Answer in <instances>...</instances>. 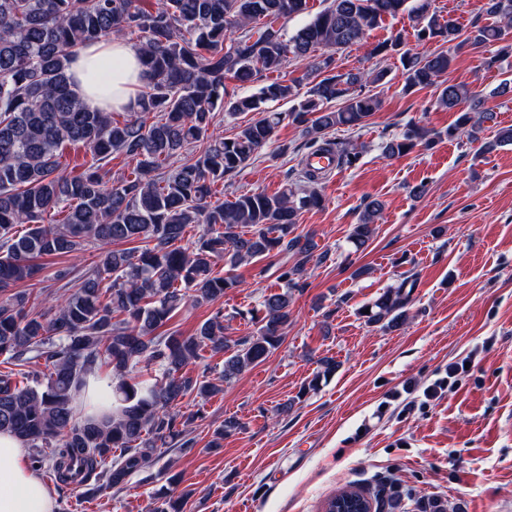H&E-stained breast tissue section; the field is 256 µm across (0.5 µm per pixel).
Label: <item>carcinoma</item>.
Listing matches in <instances>:
<instances>
[{
	"label": "carcinoma",
	"mask_w": 512,
	"mask_h": 512,
	"mask_svg": "<svg viewBox=\"0 0 512 512\" xmlns=\"http://www.w3.org/2000/svg\"><path fill=\"white\" fill-rule=\"evenodd\" d=\"M308 11L309 0H155L151 11L139 0H0V356L19 367L0 372V432L31 448V467L56 484L126 486L154 449L189 444L199 415L175 410L183 398L221 393L283 343L293 294L317 248L311 233L298 231V215L325 207L318 183L326 175L306 166L297 191H254L232 200L218 197L216 185L248 165L287 119L306 124L308 153H330L340 167L355 164L357 145L327 135L368 125L380 100L364 88L385 83L388 70L323 77L332 53L401 13L415 21L418 41L448 45L426 56L404 48L399 36L374 47L375 56H399L405 90L436 86L439 104L458 112L443 132L408 124L381 146L385 158L444 137L472 142L495 120L487 98L448 83L446 75L463 46L493 49V62L512 57V0H487L492 22L463 39L434 0H326L288 33V21ZM132 35L147 76L136 107L121 119L87 109L70 87L71 60L88 43ZM291 60L313 78L304 92L300 79L286 78ZM230 82L254 91L235 94ZM281 102L290 104L288 111L270 107ZM219 112L252 117L223 138L209 133ZM67 145L92 156L78 176L61 169ZM114 154L124 156L130 170L110 181L100 169ZM178 156L183 160L176 166ZM380 211L379 201L371 200L350 226L354 250L368 246ZM53 212L64 219L44 223ZM191 224L201 234L185 247ZM89 240L106 247L100 260L75 284L66 272L57 274L74 292L54 298L47 313L32 310L31 292L16 287L38 280V259L71 255ZM281 254L295 262L280 275L282 291L263 296L254 334L227 336L221 310L191 336L156 334L188 302L224 297L236 287L231 271L240 264ZM316 257L323 263L329 253ZM415 285L413 276L403 278L358 315L369 326L400 329ZM206 349L224 355L215 381L184 371ZM41 360L45 370H24ZM142 363L157 365L161 377L142 378ZM103 367L111 371V384L98 399L112 411L80 419L85 378ZM337 368L334 359L322 358L307 389H317ZM239 429L238 421H224L211 448H221L224 436ZM407 496L393 482L372 491L351 487L329 498L326 512L347 497L373 512H403ZM157 501L155 512H183L182 495L164 492Z\"/></svg>",
	"instance_id": "obj_1"
}]
</instances>
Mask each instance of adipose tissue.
<instances>
[{"label":"adipose tissue","instance_id":"1","mask_svg":"<svg viewBox=\"0 0 512 512\" xmlns=\"http://www.w3.org/2000/svg\"><path fill=\"white\" fill-rule=\"evenodd\" d=\"M73 88L92 110H122L135 103L146 76L137 46L119 39L85 46L70 66ZM23 444L0 432V512H55L56 501L23 460Z\"/></svg>","mask_w":512,"mask_h":512}]
</instances>
